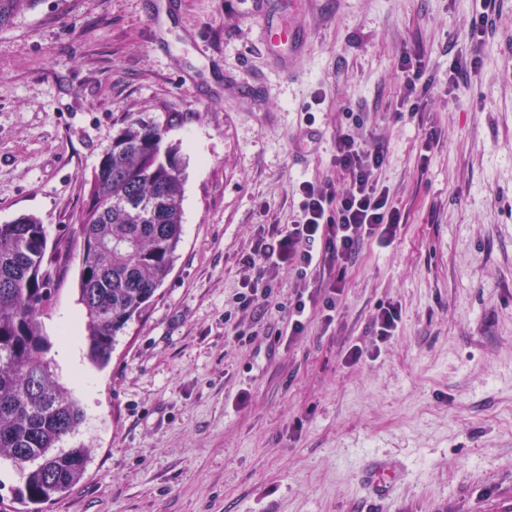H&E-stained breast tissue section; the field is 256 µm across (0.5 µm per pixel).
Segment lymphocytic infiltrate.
I'll use <instances>...</instances> for the list:
<instances>
[{
    "instance_id": "f902f5d3",
    "label": "lymphocytic infiltrate",
    "mask_w": 512,
    "mask_h": 512,
    "mask_svg": "<svg viewBox=\"0 0 512 512\" xmlns=\"http://www.w3.org/2000/svg\"><path fill=\"white\" fill-rule=\"evenodd\" d=\"M385 156L379 147L362 136L339 131L332 163L345 177L341 193L306 182L296 218L287 228L272 229L256 240L243 263L252 274L238 293L239 310L268 299L272 286L269 268L285 266L297 279L296 291L288 302V334L302 335L312 308H320L325 321H332L345 288V270L369 238L383 244L395 239L402 222L400 210L380 188L378 172ZM319 281L321 298L308 292L311 281Z\"/></svg>"
}]
</instances>
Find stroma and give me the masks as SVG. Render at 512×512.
Returning <instances> with one entry per match:
<instances>
[{
    "label": "stroma",
    "mask_w": 512,
    "mask_h": 512,
    "mask_svg": "<svg viewBox=\"0 0 512 512\" xmlns=\"http://www.w3.org/2000/svg\"><path fill=\"white\" fill-rule=\"evenodd\" d=\"M0 0V224L40 219L51 269L46 354L85 419L83 480L42 512H512V0L471 40L482 0H303L309 47L280 76L253 0ZM426 87L402 110L403 57ZM477 70L448 87V68ZM179 144L182 235L173 268L92 366L75 218L129 117ZM358 117L382 147L379 183L404 216L364 241L332 322L287 338L267 304L224 315L242 258L287 226L309 181L341 190L336 132ZM394 336L371 349L380 305ZM404 474L378 502L366 458Z\"/></svg>",
    "instance_id": "stroma-1"
}]
</instances>
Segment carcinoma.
I'll return each mask as SVG.
<instances>
[{"label": "carcinoma", "instance_id": "obj_1", "mask_svg": "<svg viewBox=\"0 0 512 512\" xmlns=\"http://www.w3.org/2000/svg\"><path fill=\"white\" fill-rule=\"evenodd\" d=\"M166 128L128 120L94 169L77 221L85 243L79 301L88 359L108 363L116 337L169 275L182 233V172ZM50 267L44 225L0 224V462L23 476L26 512L64 497L84 477L89 450L61 449L84 420L80 401L45 358L39 316Z\"/></svg>", "mask_w": 512, "mask_h": 512}]
</instances>
